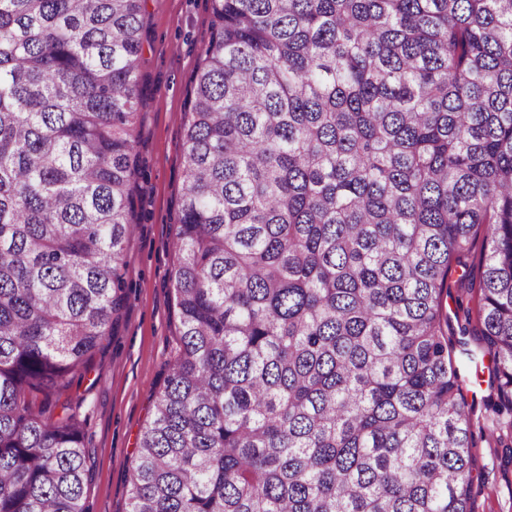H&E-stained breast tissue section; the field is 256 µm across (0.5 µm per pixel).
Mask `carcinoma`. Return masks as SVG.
<instances>
[{
    "instance_id": "cac0c4a2",
    "label": "carcinoma",
    "mask_w": 512,
    "mask_h": 512,
    "mask_svg": "<svg viewBox=\"0 0 512 512\" xmlns=\"http://www.w3.org/2000/svg\"><path fill=\"white\" fill-rule=\"evenodd\" d=\"M142 2L0 0V512H87L62 396L122 306ZM184 131L128 512H471L460 356L512 434V0H213ZM466 263L468 270L472 272L477 281L476 288H474L471 293H462V291L457 288L456 281L462 273L460 268H455V266H453L452 272L448 276V285L450 287L448 288V339L452 340L454 339L455 336L453 335L457 330V321L455 317L456 312H459V315L463 316L462 309H474L476 306L477 293L479 294V289L477 287L481 267V241L477 242L476 246L468 255ZM459 303L461 304V309L459 308Z\"/></svg>"
}]
</instances>
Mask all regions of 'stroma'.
<instances>
[{
    "label": "stroma",
    "mask_w": 512,
    "mask_h": 512,
    "mask_svg": "<svg viewBox=\"0 0 512 512\" xmlns=\"http://www.w3.org/2000/svg\"><path fill=\"white\" fill-rule=\"evenodd\" d=\"M135 126L138 171L133 234L126 244L124 300L112 334L89 356L66 397L85 421L88 512H127L140 433L180 347L172 273L175 219L184 173V112L190 80L210 37L212 0H144ZM475 383L472 512H512V447L487 441L495 393Z\"/></svg>",
    "instance_id": "35a3bbf8"
}]
</instances>
